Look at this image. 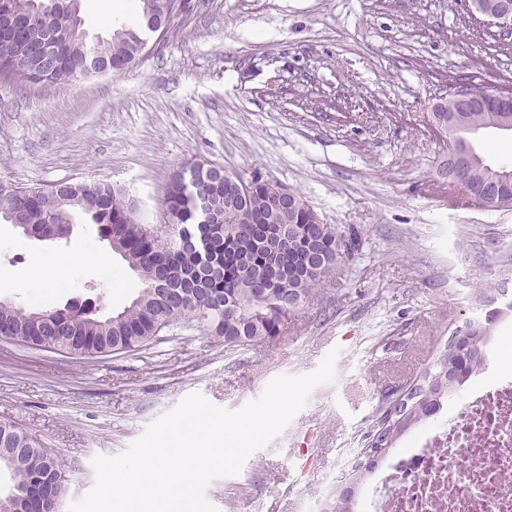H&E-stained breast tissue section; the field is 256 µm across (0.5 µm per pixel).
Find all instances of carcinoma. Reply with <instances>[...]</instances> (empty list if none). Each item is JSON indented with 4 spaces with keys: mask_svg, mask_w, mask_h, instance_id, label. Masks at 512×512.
<instances>
[{
    "mask_svg": "<svg viewBox=\"0 0 512 512\" xmlns=\"http://www.w3.org/2000/svg\"><path fill=\"white\" fill-rule=\"evenodd\" d=\"M182 0H141L139 19L113 32L109 39L87 45L79 15V0L59 5L55 0H0V87L13 89L30 84L68 85L76 80L83 52L90 48L97 60L113 71H123L142 56L148 24L166 34ZM21 18L29 30H50L58 37V60L49 69L24 65L34 47L7 29L9 20ZM446 98L429 113L427 131L437 141L452 146L478 127L498 129L512 123L511 112H459L448 124ZM213 163L205 159L186 162L172 174L163 205L174 223L165 230L145 224L126 192L97 181L66 182L60 194L71 198L64 211L50 217L42 187H22L0 181V219L7 212H20L40 230L47 229L64 240L71 235L75 213L96 224L103 235L118 239L123 259L135 272L141 289L130 305L116 313L84 315L53 310H31L0 300V335L18 333L24 339L54 342L55 350H74L81 357L106 355L117 349L132 351L157 340L156 324L170 318L176 323L191 318L202 331L234 349L265 342L283 332L290 316L317 298L329 286L337 266L354 259L358 242L351 232L326 224L305 197L293 190L289 222L270 223L280 201L282 186L261 174L247 181L245 196L228 189L229 182L213 176ZM497 179L496 167L486 161L468 170L467 199L488 208L512 207V182L498 183L493 201L482 189ZM512 313V298L503 301L501 315ZM499 315V316H501ZM499 316L469 322L471 335L457 350L448 346L436 351L430 369L411 384L404 418L384 428L370 430L361 457L352 467L351 487L373 472L397 440L424 422L443 406L467 378L485 362V345ZM14 448L27 447L25 433L10 423H0V437ZM55 470L62 477L50 487L39 505L41 512H57L65 493V468L55 456L39 446L25 453L20 467L0 463L8 472L9 493L25 491L35 472Z\"/></svg>",
    "mask_w": 512,
    "mask_h": 512,
    "instance_id": "1",
    "label": "carcinoma"
}]
</instances>
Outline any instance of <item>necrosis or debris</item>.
Listing matches in <instances>:
<instances>
[{
    "label": "necrosis or debris",
    "mask_w": 512,
    "mask_h": 512,
    "mask_svg": "<svg viewBox=\"0 0 512 512\" xmlns=\"http://www.w3.org/2000/svg\"><path fill=\"white\" fill-rule=\"evenodd\" d=\"M378 475L357 512H512V370L474 383L457 417L426 427Z\"/></svg>",
    "instance_id": "4bbe7bcc"
}]
</instances>
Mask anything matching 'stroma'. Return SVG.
Listing matches in <instances>:
<instances>
[{"instance_id":"1","label":"stroma","mask_w":512,"mask_h":512,"mask_svg":"<svg viewBox=\"0 0 512 512\" xmlns=\"http://www.w3.org/2000/svg\"><path fill=\"white\" fill-rule=\"evenodd\" d=\"M89 40L131 23L138 0H81ZM512 77V37L468 20L461 0H185L167 39L127 70L69 85L0 89V180L98 179L163 222L170 174L202 158L301 193L361 253L275 339L230 350L184 323L135 351L98 358L0 339V422L66 463L65 504L186 396L238 410L273 378L314 371L338 350L333 383L236 476L206 490L217 512H317L350 473L384 396L430 367L456 327L484 315L493 283L512 293V208L466 201L437 174L425 123L443 81ZM107 253L0 300L28 309L102 298L116 312L140 281L95 225L38 241L0 223V278L33 252Z\"/></svg>"}]
</instances>
